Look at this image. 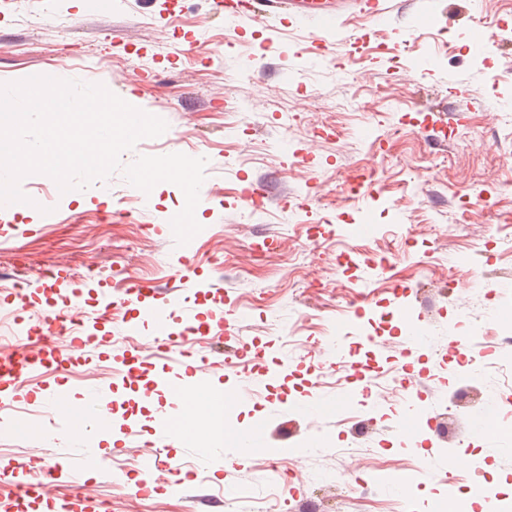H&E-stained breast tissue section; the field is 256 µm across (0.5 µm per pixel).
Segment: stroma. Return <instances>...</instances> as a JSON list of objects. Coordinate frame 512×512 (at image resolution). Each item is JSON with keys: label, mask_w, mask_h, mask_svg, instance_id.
I'll use <instances>...</instances> for the list:
<instances>
[{"label": "stroma", "mask_w": 512, "mask_h": 512, "mask_svg": "<svg viewBox=\"0 0 512 512\" xmlns=\"http://www.w3.org/2000/svg\"><path fill=\"white\" fill-rule=\"evenodd\" d=\"M170 6L114 0L97 15L87 0L0 7V83L44 73L104 84L168 124L122 164L174 147L208 160V196L196 212L202 230L181 247L170 225L183 201L174 184L141 200L117 172L96 181L83 204L75 193L56 198L48 176L22 181L23 193L51 202L56 217L0 223V321L17 306L5 278L21 256L34 272L64 267L84 296V332L106 341L85 346L66 370L20 380L18 399L0 404L23 425L0 435V468L78 462L73 484L52 493L53 512L76 491L93 512H435L452 481L512 500V435L467 436L471 411L486 398L512 421V371L498 348L512 335V299L498 292L512 285V0H463L448 29L425 18L419 0H403L388 27L351 20L366 40L351 59L333 43L324 55L297 57L292 23L237 29L215 16L212 0ZM478 24L497 34L493 53L471 52ZM251 186L268 197L259 216L243 196ZM362 224L374 233L361 235ZM132 280L151 283L157 303L191 297L201 318L223 306L225 333L190 337L181 348L224 361L210 382L234 396L236 434L263 429L260 450L202 457L190 440L158 445L154 419L180 412V403L161 391L143 406L115 373L132 357L149 380L173 382L184 369L153 348L151 326L131 335L120 321L97 324L89 304L101 290L122 298ZM398 284L407 288L399 298ZM452 320L464 335L483 327L473 350L484 373L450 369ZM339 326L375 330L369 345L349 344L371 362V395L304 416L299 405L317 390L339 391L354 372L353 361L333 366L327 351ZM410 326L430 336L408 353ZM233 348L246 349V360L229 357ZM90 374L117 394L118 450L87 447L75 430L49 443L30 433L51 423L42 399L54 386L79 399ZM400 374L401 389L393 382ZM408 390L422 392L421 410L437 416L415 448L405 447L392 415ZM157 454L166 466L153 470L147 492L133 493L129 478ZM475 455L486 461L480 476L470 469ZM428 461L433 477L417 478ZM380 471L414 480L400 492L379 490L372 504L360 485Z\"/></svg>", "instance_id": "1"}]
</instances>
